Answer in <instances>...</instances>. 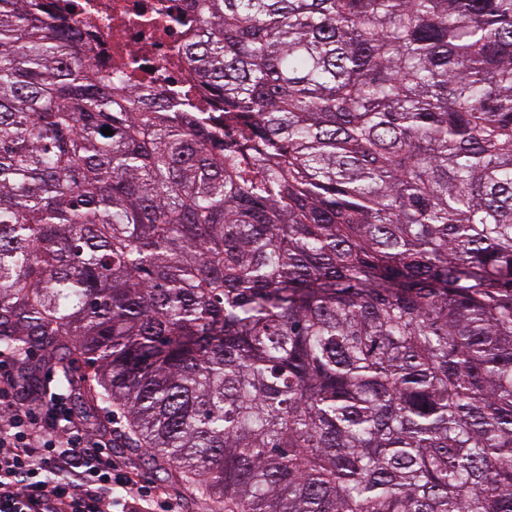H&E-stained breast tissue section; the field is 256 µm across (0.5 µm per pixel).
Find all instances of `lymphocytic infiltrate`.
<instances>
[{"mask_svg":"<svg viewBox=\"0 0 512 512\" xmlns=\"http://www.w3.org/2000/svg\"><path fill=\"white\" fill-rule=\"evenodd\" d=\"M15 362L0 350V512H177L163 489L120 469L60 393L23 398Z\"/></svg>","mask_w":512,"mask_h":512,"instance_id":"obj_1","label":"lymphocytic infiltrate"}]
</instances>
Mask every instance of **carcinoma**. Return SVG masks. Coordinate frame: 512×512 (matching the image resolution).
<instances>
[{
  "mask_svg": "<svg viewBox=\"0 0 512 512\" xmlns=\"http://www.w3.org/2000/svg\"><path fill=\"white\" fill-rule=\"evenodd\" d=\"M189 7L222 126L0 0V349L215 512H512V0Z\"/></svg>",
  "mask_w": 512,
  "mask_h": 512,
  "instance_id": "cac0c4a2",
  "label": "carcinoma"
}]
</instances>
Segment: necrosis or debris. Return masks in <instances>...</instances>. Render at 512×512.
Wrapping results in <instances>:
<instances>
[{"instance_id": "4bbe7bcc", "label": "necrosis or debris", "mask_w": 512, "mask_h": 512, "mask_svg": "<svg viewBox=\"0 0 512 512\" xmlns=\"http://www.w3.org/2000/svg\"><path fill=\"white\" fill-rule=\"evenodd\" d=\"M69 18L91 43L99 73L129 65L136 90L209 106L206 85L182 55L195 29L187 0H76Z\"/></svg>"}]
</instances>
